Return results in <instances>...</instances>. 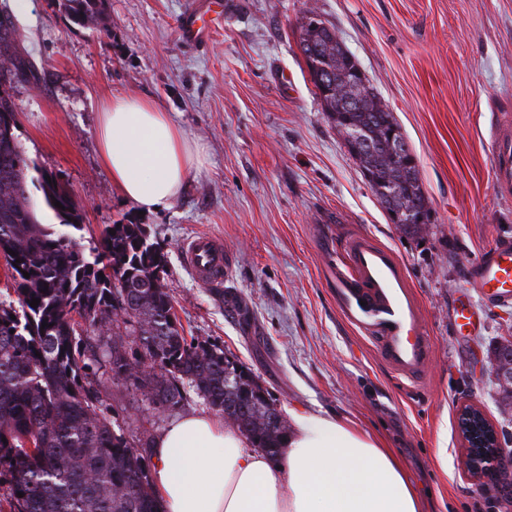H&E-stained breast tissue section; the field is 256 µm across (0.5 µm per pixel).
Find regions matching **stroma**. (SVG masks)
<instances>
[{
  "instance_id": "35a3bbf8",
  "label": "stroma",
  "mask_w": 512,
  "mask_h": 512,
  "mask_svg": "<svg viewBox=\"0 0 512 512\" xmlns=\"http://www.w3.org/2000/svg\"><path fill=\"white\" fill-rule=\"evenodd\" d=\"M222 27L188 43L185 0H108L100 25H80L56 0L15 12L17 43L36 72L6 89L28 155L71 194L80 247L106 225H145L167 256L164 285L186 336L209 340L251 369L283 414L335 415L383 438L424 496L426 512H512L466 471L461 406H480L512 434L488 358L512 339V310L482 308L476 336L452 310L466 262L512 239V199L493 186L491 108L512 113V0H229ZM333 27L412 149L431 208L428 231L403 239L360 164L329 122L298 48L303 16ZM115 95L153 99L203 157L168 208L140 213L116 192L97 141ZM337 235L358 231L403 262L436 346L424 387H407L352 326L327 285L319 214ZM200 233L233 251L223 287H202L181 246ZM236 296L244 316L227 312ZM127 437L158 436L175 416L150 410L130 383L97 375Z\"/></svg>"
}]
</instances>
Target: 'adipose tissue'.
<instances>
[{"label":"adipose tissue","mask_w":512,"mask_h":512,"mask_svg":"<svg viewBox=\"0 0 512 512\" xmlns=\"http://www.w3.org/2000/svg\"><path fill=\"white\" fill-rule=\"evenodd\" d=\"M98 141L120 196L147 212L167 208L202 162L198 145L146 98L104 104ZM151 452L164 512H424L391 448L338 418L295 416L279 461L204 413L171 423Z\"/></svg>","instance_id":"1"}]
</instances>
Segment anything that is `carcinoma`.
<instances>
[{
    "mask_svg": "<svg viewBox=\"0 0 512 512\" xmlns=\"http://www.w3.org/2000/svg\"><path fill=\"white\" fill-rule=\"evenodd\" d=\"M82 25L97 23L106 0H58ZM298 48L316 94L339 133L399 128L375 93L349 94L353 55L325 22L299 26ZM23 72L10 7H0V254L17 283L18 306L0 302V496L10 512H161L147 456L112 424L100 392L85 380L111 370L130 383L150 408L172 413L187 396L229 414L255 448L279 456L288 428L268 392L241 362L207 340L187 338L164 286L167 260L141 224L108 225L101 250L76 247V207L56 179L38 167L15 135V104L1 86ZM362 170L387 187V211L408 202L428 209L417 166L393 159L387 143L370 139L352 149ZM42 193L32 196L31 188ZM60 202L63 208L54 206ZM69 220L59 230L42 208ZM115 234H110V231ZM30 277H24V273ZM40 299L37 307L32 299ZM98 332L133 337L101 355L84 346ZM6 441H1V438ZM24 496H18V493Z\"/></svg>",
    "mask_w": 512,
    "mask_h": 512,
    "instance_id": "1",
    "label": "carcinoma"
}]
</instances>
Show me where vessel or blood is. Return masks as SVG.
I'll return each instance as SVG.
<instances>
[{
    "mask_svg": "<svg viewBox=\"0 0 512 512\" xmlns=\"http://www.w3.org/2000/svg\"><path fill=\"white\" fill-rule=\"evenodd\" d=\"M488 158L497 194L512 197V119L492 113ZM186 267L203 286L220 288L230 254L222 239L201 235L182 246ZM468 292L458 294L454 332L471 335L477 309L473 295L499 305L512 304V241L499 239L465 269ZM331 286L346 318L370 336L381 358L403 379L421 384L435 358L421 305L400 261L369 236L345 237L331 264Z\"/></svg>",
    "mask_w": 512,
    "mask_h": 512,
    "instance_id": "1",
    "label": "vessel or blood"
}]
</instances>
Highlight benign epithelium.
Listing matches in <instances>:
<instances>
[{"label": "benign epithelium", "instance_id": "7a95c632", "mask_svg": "<svg viewBox=\"0 0 512 512\" xmlns=\"http://www.w3.org/2000/svg\"><path fill=\"white\" fill-rule=\"evenodd\" d=\"M392 224H422L427 221L424 212L403 209L389 214ZM457 430L465 448V466L470 475L480 481L493 482L504 497L512 495V485L499 482L501 457L500 433L483 410L474 405H464L457 416Z\"/></svg>", "mask_w": 512, "mask_h": 512}]
</instances>
